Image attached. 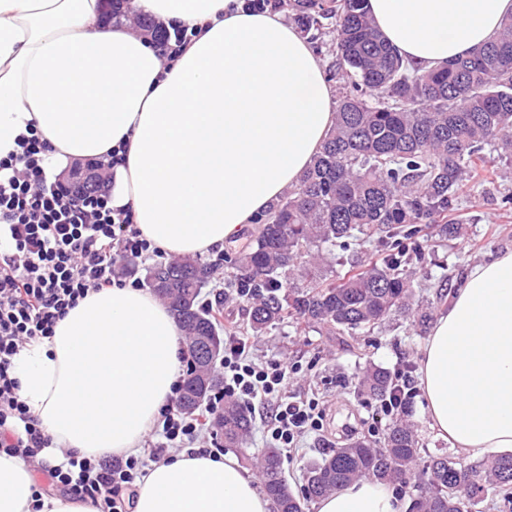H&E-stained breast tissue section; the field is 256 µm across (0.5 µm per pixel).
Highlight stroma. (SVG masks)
Masks as SVG:
<instances>
[{"label": "stroma", "mask_w": 512, "mask_h": 512, "mask_svg": "<svg viewBox=\"0 0 512 512\" xmlns=\"http://www.w3.org/2000/svg\"><path fill=\"white\" fill-rule=\"evenodd\" d=\"M508 190L512 191V177H500L487 192L474 193L463 202L455 215L456 234L434 243L427 261L413 267L415 298L410 314L393 317L368 334L342 336H328L318 327L288 319L253 339L260 361L301 365L290 394L318 399L326 412L322 433L308 436L299 448L282 451L284 475L293 491H301L305 470L321 460L330 446L382 436L386 420L376 419L375 402L354 396L355 386L371 364L417 380L430 321L448 308L447 303L437 302V292L458 288L459 273L512 249V210L499 205L501 192ZM424 313L429 314V322H421Z\"/></svg>", "instance_id": "1"}]
</instances>
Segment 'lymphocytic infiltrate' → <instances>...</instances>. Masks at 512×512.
Segmentation results:
<instances>
[{"mask_svg": "<svg viewBox=\"0 0 512 512\" xmlns=\"http://www.w3.org/2000/svg\"><path fill=\"white\" fill-rule=\"evenodd\" d=\"M19 146V153L0 159V451L20 456L97 512H129L124 492L143 476V461L94 459L71 450L59 460L45 459L51 438L20 398L14 358L26 343L52 338L58 321L89 291L114 285L117 263L163 252L142 236L131 211L113 210L110 190L66 201L49 179L37 129H29ZM222 369L221 393L193 415L180 410L182 385L173 384L147 448L149 459L168 460L172 451L204 438L228 395L262 406L271 447L295 448L304 436L322 431L318 400L288 392L298 364L258 360L250 337L232 330L224 338Z\"/></svg>", "mask_w": 512, "mask_h": 512, "instance_id": "obj_1", "label": "lymphocytic infiltrate"}]
</instances>
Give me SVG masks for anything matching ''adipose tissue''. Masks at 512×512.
Wrapping results in <instances>:
<instances>
[{
  "instance_id": "obj_1",
  "label": "adipose tissue",
  "mask_w": 512,
  "mask_h": 512,
  "mask_svg": "<svg viewBox=\"0 0 512 512\" xmlns=\"http://www.w3.org/2000/svg\"><path fill=\"white\" fill-rule=\"evenodd\" d=\"M131 11L203 32L165 63L104 0H0V158L35 125L57 169L107 160L112 206L176 256L236 241L298 184L335 121L321 58L274 6L131 0ZM388 45L424 70L494 39L512 0H366ZM182 338L169 308L125 285L89 291L51 339L15 359L19 394L57 448L136 456L176 380ZM431 427L466 455L512 449V251L474 265L436 318L419 360ZM19 457L0 454V512H93L36 495ZM133 512H272L234 456L187 450L137 478ZM317 512H404L372 478Z\"/></svg>"
}]
</instances>
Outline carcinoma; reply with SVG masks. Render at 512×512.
I'll list each match as a JSON object with an SVG mask.
<instances>
[{"label":"carcinoma","mask_w":512,"mask_h":512,"mask_svg":"<svg viewBox=\"0 0 512 512\" xmlns=\"http://www.w3.org/2000/svg\"><path fill=\"white\" fill-rule=\"evenodd\" d=\"M316 52L334 56L327 78L340 84L336 118L300 183L258 215L257 234L224 256V302L247 307L246 331L262 335L287 318L327 333H368L412 305L409 261L425 258L424 243L448 238V213L483 185L486 150L512 161V17L495 39L437 70L420 72L393 54L367 13L366 0H275ZM371 248L379 259L334 282L314 271L324 253ZM213 267L175 258L143 268L144 285L166 304L186 341L189 369L180 406L192 414L219 389L220 324L200 304ZM308 281L304 288L294 277ZM398 379L370 367L355 387L379 402ZM224 447H241L252 415L224 399ZM422 444L399 412L382 438L330 449L305 474L300 495L288 487L281 454L257 462L274 512H304L305 502L365 477L414 484L409 512H472L489 493L512 500V453L462 464L446 454L417 471Z\"/></svg>","instance_id":"carcinoma-1"}]
</instances>
